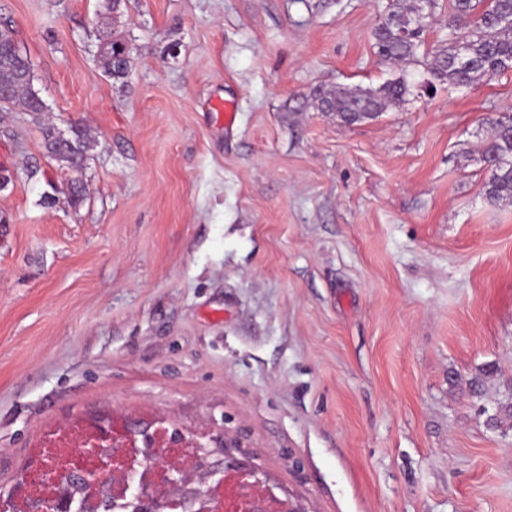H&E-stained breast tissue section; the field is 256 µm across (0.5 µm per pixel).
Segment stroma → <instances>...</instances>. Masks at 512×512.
Wrapping results in <instances>:
<instances>
[{"mask_svg":"<svg viewBox=\"0 0 512 512\" xmlns=\"http://www.w3.org/2000/svg\"><path fill=\"white\" fill-rule=\"evenodd\" d=\"M387 3L0 0L49 119L95 139L84 203L48 206L37 129L0 120V489L120 418L225 442L210 467L296 512H512V203L479 152L512 70L432 75L448 0L381 61ZM399 77L376 120L318 107ZM98 62L106 75L113 80H124L129 74L130 58L121 39H113L99 45Z\"/></svg>","mask_w":512,"mask_h":512,"instance_id":"35a3bbf8","label":"stroma"}]
</instances>
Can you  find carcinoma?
Masks as SVG:
<instances>
[{
    "label": "carcinoma",
    "instance_id": "carcinoma-1",
    "mask_svg": "<svg viewBox=\"0 0 512 512\" xmlns=\"http://www.w3.org/2000/svg\"><path fill=\"white\" fill-rule=\"evenodd\" d=\"M449 5L452 36L435 55V78L451 85L469 86L512 69V0H449ZM416 14L410 0H391L388 13L373 33L374 48L382 60L395 65L414 60L419 35L408 37L406 32L414 25ZM98 62L114 80H123L129 74V53L118 38L99 45ZM0 86L8 90L0 99V112L27 113L40 130L49 162L62 173L81 169L91 149L87 130L78 127L69 149H59L56 126L45 117V103L34 88L33 77L18 78L14 65L0 58ZM406 91L402 77L375 90L338 87L320 97L319 107L323 112L340 114L350 124H358L367 114H379L401 101ZM488 124L491 133L482 146L488 172L487 196L493 202H512V115L497 114L488 118ZM50 187L74 206L85 199L84 183L78 178L52 183Z\"/></svg>",
    "mask_w": 512,
    "mask_h": 512
}]
</instances>
